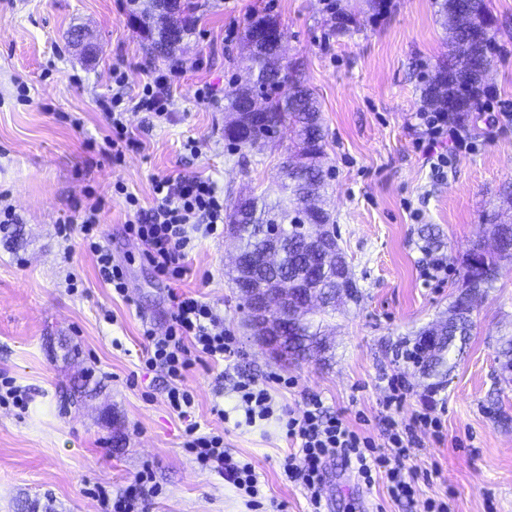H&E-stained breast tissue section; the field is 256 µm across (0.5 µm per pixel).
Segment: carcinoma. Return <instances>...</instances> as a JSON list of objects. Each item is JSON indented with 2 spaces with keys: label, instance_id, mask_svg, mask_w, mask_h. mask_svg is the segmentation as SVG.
<instances>
[{
  "label": "carcinoma",
  "instance_id": "carcinoma-1",
  "mask_svg": "<svg viewBox=\"0 0 512 512\" xmlns=\"http://www.w3.org/2000/svg\"><path fill=\"white\" fill-rule=\"evenodd\" d=\"M131 16L150 39L153 53L160 57L172 55L184 38L193 34L196 12L201 7L197 0H180L179 9L173 14L157 13L138 0H130ZM443 27L448 32V56L437 66L435 74L426 82L421 96L433 112H462L479 110V102L473 90L480 85L481 67L494 61L496 20L487 7L486 0H443L441 3ZM260 25H277L270 16L252 17L245 28V41L251 59L257 68L256 78L240 85L224 95V111L230 113L237 126L224 130V139L239 150L258 151L266 142L285 134L296 143L301 169L290 168L283 162L281 174L283 190L297 201V208L288 211V200L269 203L260 197L240 199L234 206L240 216V234L237 238L241 250L254 254L261 274H273L285 264L305 263L306 254L301 249L306 237L318 224L331 225V215L324 208L316 210L304 206V194L320 197L327 184V171L323 169L325 134L320 109L312 93L295 78L290 67L283 64L277 54L261 48L253 40L254 29ZM482 30L481 45L466 54L457 50V43L470 36L472 30ZM265 100V110L259 117L243 115L244 103L253 97ZM280 225L288 250L280 259V265L267 266L262 256L267 250L266 226ZM491 234L497 247L493 252L474 249L459 273L461 287L454 301L448 306V316L442 320L447 331L448 343L430 349L421 343L430 327L418 332L411 347L405 349V358L419 375L428 380V389L436 392L445 387L448 376L456 367V360L473 330L469 313L470 297L481 295L495 287L500 277L499 261L512 258V223L491 224ZM339 262L318 263V283L321 287L314 298L321 301L316 313L325 317L336 311V300H358V287L339 289ZM279 358L285 361L316 359L324 360L329 350L328 336L322 330V321L308 317L296 334L290 335L280 345ZM500 377L512 381V336L499 339L497 348Z\"/></svg>",
  "mask_w": 512,
  "mask_h": 512
}]
</instances>
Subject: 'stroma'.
I'll return each instance as SVG.
<instances>
[{
	"label": "stroma",
	"mask_w": 512,
	"mask_h": 512,
	"mask_svg": "<svg viewBox=\"0 0 512 512\" xmlns=\"http://www.w3.org/2000/svg\"><path fill=\"white\" fill-rule=\"evenodd\" d=\"M195 33L181 50L159 58L131 15L129 0H0V193L16 222L0 232V381L27 394L25 407L0 404V512H100L90 490L119 492L143 468L159 488L146 512H255L249 496L201 469L184 446V429L224 435L232 455L255 465L260 502L306 512L301 488L283 476L294 444L277 418L242 424L234 382L268 371L291 379L272 392L278 406L302 413L316 394L379 434L386 416L409 423L420 412L441 418L444 442L419 433L409 465L430 470L413 508L393 501L385 481L373 488L339 461L328 462L326 512H423L427 499L451 512H512V385L496 379L497 340L512 336V261L478 300L469 344L446 388L426 382L397 357L398 342L439 319L456 295L471 250L486 244L487 224L512 195V0H487L501 51L487 81L492 109L472 113L466 134L473 150L441 145L443 175L432 173L415 145L420 89L448 52L441 0H390L386 14L371 0H335V11L357 14L347 35H332L325 0H201ZM270 15L283 30L285 57L317 98L326 134L325 207L339 227L338 244L362 294L329 318L324 362H285L249 335L232 280L234 241L197 236L181 291L210 304L236 336L232 365L197 364L185 386L195 397L189 418L165 400L163 372L145 364L144 326L164 332L170 281L143 257L126 230L133 208L115 190L123 183L142 207L152 204V179L181 173L214 180L225 208L250 194L276 198L289 141L247 152L224 139V94L242 83L248 61L241 41L251 16ZM83 32L91 49L75 46ZM182 66L169 119L132 105L157 68ZM126 75L124 86L113 70ZM210 86L214 100L197 102ZM122 93L136 148L112 163L88 141L110 125L102 100ZM195 142L196 152L185 145ZM105 200L104 242L127 270L120 297L98 276L79 233L57 226L90 197ZM434 230L448 273H426L424 234ZM410 389L397 410L383 406L388 381ZM227 413L214 414V407Z\"/></svg>",
	"instance_id": "stroma-1"
}]
</instances>
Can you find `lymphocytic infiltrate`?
I'll return each instance as SVG.
<instances>
[{"label": "lymphocytic infiltrate", "instance_id": "lymphocytic-infiltrate-1", "mask_svg": "<svg viewBox=\"0 0 512 512\" xmlns=\"http://www.w3.org/2000/svg\"><path fill=\"white\" fill-rule=\"evenodd\" d=\"M181 75L178 68L156 71L145 85L137 109L153 113L159 119L167 118L171 88ZM417 118L422 140L436 151L431 169L434 174H441L448 165V157L437 152V145L446 139L461 142L462 135L449 126L446 113L421 112ZM152 191V206L146 210L136 208L127 229L142 243L143 255L155 271L179 281L189 272L186 257L193 247L192 232L201 229L209 236L223 234L224 197L212 180L181 174L154 177ZM103 208V200L93 201L79 212V225L64 221L58 233L66 238L72 230H79L95 258L101 280L123 296L128 288L126 270L102 242ZM169 299V327L161 334L154 328H144L142 340L148 364L163 369L172 381L167 391L170 408L184 417L193 404L192 393L182 386L186 374L204 358L234 361L238 349L234 337L225 332L208 303L176 290L170 291ZM281 381V376L273 373L260 382L236 383L238 408L243 411L247 424L273 417L275 405L271 390ZM426 429L441 435L440 418L425 412L404 425L391 418L387 421L385 440L380 443L371 434L351 427L341 414L329 411L321 397L312 395L306 398L302 415L289 417L286 422V436L296 443L297 450L285 461L284 475L302 487L309 512H324V473L332 460L340 461L346 470L367 484L372 483L374 473L384 472L389 496L410 504L415 499L418 472L407 463L408 451L416 444L418 432ZM185 434V447L202 467L221 474L225 481L248 496H257L259 473L252 463L233 457L224 446L223 436L199 432L194 423L187 426ZM151 480L150 472L144 470L121 493L112 495L98 489L102 512H144V504L153 494L149 487Z\"/></svg>", "mask_w": 512, "mask_h": 512}]
</instances>
